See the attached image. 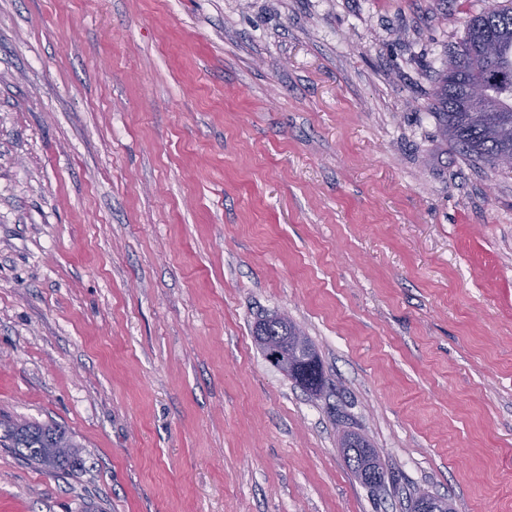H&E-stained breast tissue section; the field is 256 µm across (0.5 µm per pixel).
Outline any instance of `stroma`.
<instances>
[{
  "mask_svg": "<svg viewBox=\"0 0 512 512\" xmlns=\"http://www.w3.org/2000/svg\"><path fill=\"white\" fill-rule=\"evenodd\" d=\"M507 2L0 0V419L84 458L0 512H512V170L434 117ZM289 330H295L301 334V332L292 324L291 321L288 320L285 323L279 319L278 314H275L258 323L255 328V336H259L258 334L262 333L265 334V336H267L266 344L268 346H273L269 340V336H288ZM353 441H356L359 447L362 448H348ZM343 447L345 458L354 473L360 477L361 473H365L371 468H378L382 478L381 481H384V468L380 457L375 449L370 448L369 444L362 437L350 434L345 440Z\"/></svg>",
  "mask_w": 512,
  "mask_h": 512,
  "instance_id": "1",
  "label": "stroma"
}]
</instances>
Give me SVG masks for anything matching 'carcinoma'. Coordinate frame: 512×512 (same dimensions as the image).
Segmentation results:
<instances>
[{
  "instance_id": "cac0c4a2",
  "label": "carcinoma",
  "mask_w": 512,
  "mask_h": 512,
  "mask_svg": "<svg viewBox=\"0 0 512 512\" xmlns=\"http://www.w3.org/2000/svg\"><path fill=\"white\" fill-rule=\"evenodd\" d=\"M493 76L500 81L489 86L486 105L512 116V8H490L467 22L465 37L436 91L441 111L435 117L445 139L464 156L495 167L499 156L512 155V130L500 132L486 113L469 111L463 95L465 83H486ZM294 329L292 322L285 323L275 314L258 323L255 334L287 336ZM0 428V447L14 449L40 468L65 471L76 464L79 444L56 424L0 421ZM343 451L354 473L371 468L384 473L379 455L362 437L349 435Z\"/></svg>"
}]
</instances>
